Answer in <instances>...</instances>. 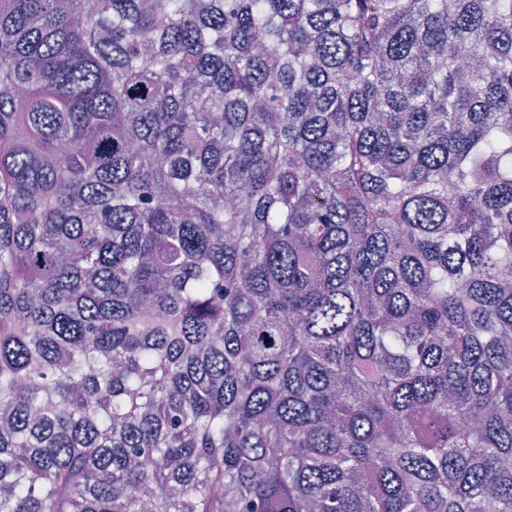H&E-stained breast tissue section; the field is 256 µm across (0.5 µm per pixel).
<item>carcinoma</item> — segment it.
<instances>
[{
  "instance_id": "cac0c4a2",
  "label": "carcinoma",
  "mask_w": 512,
  "mask_h": 512,
  "mask_svg": "<svg viewBox=\"0 0 512 512\" xmlns=\"http://www.w3.org/2000/svg\"><path fill=\"white\" fill-rule=\"evenodd\" d=\"M0 512H512V0H0Z\"/></svg>"
}]
</instances>
